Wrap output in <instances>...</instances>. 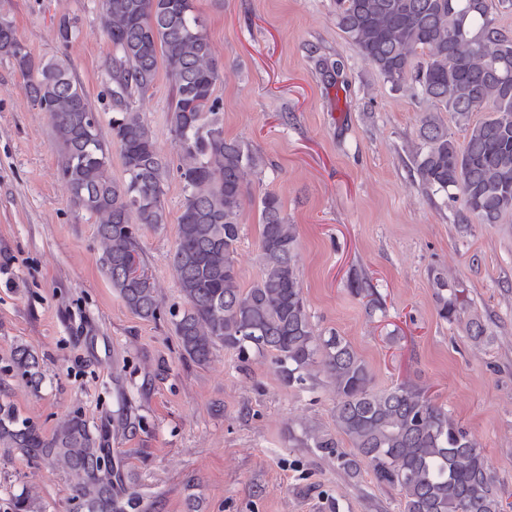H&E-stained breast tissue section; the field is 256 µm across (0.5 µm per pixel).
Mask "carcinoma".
<instances>
[{
  "instance_id": "obj_1",
  "label": "carcinoma",
  "mask_w": 512,
  "mask_h": 512,
  "mask_svg": "<svg viewBox=\"0 0 512 512\" xmlns=\"http://www.w3.org/2000/svg\"><path fill=\"white\" fill-rule=\"evenodd\" d=\"M512 0H336V26L394 89L411 86L438 109L463 121V145L438 114L424 116L413 163L428 189L463 196L461 220L497 224L512 214V31L497 23ZM102 26L112 43L102 69L112 138L66 63L37 59L0 14V56L12 60L24 91L48 113L59 149V172L78 213L96 218L101 266L125 306L143 319L167 318L181 356L207 364L216 346L246 356L269 355L281 381L304 385L321 374L334 394L336 434L309 431L310 447L336 459L355 480L363 472L395 489L401 512H506L482 448L449 411L411 383L375 387L351 343L336 331L313 332L296 267L297 230L273 193L260 199L259 278L241 284L236 251L247 177L264 166L249 143L224 136L214 91L220 73L193 0H103ZM60 42L79 31L61 15ZM172 86L169 132L177 151L183 203L170 257L184 304L163 310L139 241L143 226L166 223L169 161L135 99L159 68ZM117 146L124 177L112 179ZM11 370L33 387L39 356L14 348ZM136 428L125 407L112 424L92 430L72 411L51 437L0 403V446L77 478L72 512H139L133 477L106 439ZM347 441L349 448L342 447Z\"/></svg>"
}]
</instances>
